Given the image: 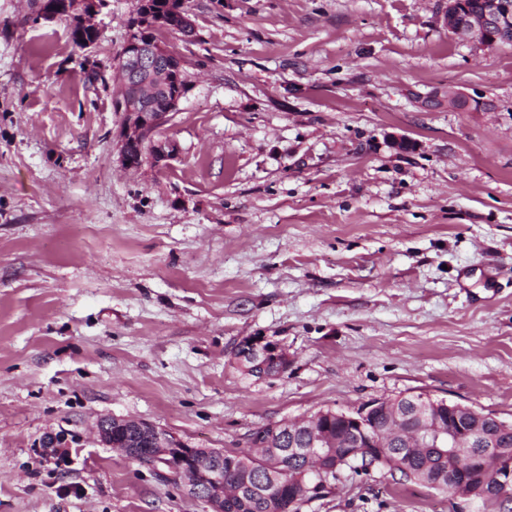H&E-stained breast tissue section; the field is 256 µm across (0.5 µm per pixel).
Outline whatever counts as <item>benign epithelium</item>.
Here are the masks:
<instances>
[{"label":"benign epithelium","instance_id":"7a95c632","mask_svg":"<svg viewBox=\"0 0 512 512\" xmlns=\"http://www.w3.org/2000/svg\"><path fill=\"white\" fill-rule=\"evenodd\" d=\"M185 0H168L169 16L184 33L194 32V24L184 8ZM66 10L75 9L82 23L89 27L93 36H98L94 18L102 0H65ZM462 0H448V31L458 40L482 42L483 46H495L493 30L512 25V0H493L492 11L482 17L459 20ZM141 14L129 23V37L123 49L124 69L123 95L120 111L124 113L121 128L123 147H135L149 152L153 162L159 163L171 156L165 145L154 142L158 128L175 111L184 94L181 86L171 91L168 84L173 78L175 63L166 59L154 47L140 41L136 30L149 23L156 25L162 20L153 18L149 3L141 2ZM250 350L252 359L260 367L273 360L288 366L287 350L281 345L262 336H247L235 346L233 354L240 349ZM448 419L436 413L420 416L398 403L373 400L354 413H338L336 417L345 421L353 438L348 443L332 435L326 428V421L306 419L299 426L291 427L286 422L277 426L287 428L293 436L304 426L312 440L305 448H288V453L303 455L314 462L313 470L332 473L342 462L359 461L366 449L375 448L377 454L385 456L390 445L394 448H418L422 445L432 448L436 454L457 456V476L466 486L471 479L492 474L496 483L505 490L512 488V462L502 465L503 444L500 432L511 431L512 424L494 416L484 414L472 407L448 403ZM386 412L390 420L400 427L402 437H388L383 441L371 434L368 419L378 412ZM95 432L101 444L117 448L126 456L139 463L157 468L163 465L167 471L160 476L173 482L182 483L186 494L205 501L210 512H224V450L194 448L174 438L156 426L144 421H130L117 416H103L95 423ZM69 447L65 435L48 433L41 441L43 457L47 461H59L62 449Z\"/></svg>","mask_w":512,"mask_h":512}]
</instances>
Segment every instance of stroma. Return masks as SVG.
Listing matches in <instances>:
<instances>
[{"label": "stroma", "mask_w": 512, "mask_h": 512, "mask_svg": "<svg viewBox=\"0 0 512 512\" xmlns=\"http://www.w3.org/2000/svg\"><path fill=\"white\" fill-rule=\"evenodd\" d=\"M185 5L194 36L160 34L188 81L172 156L129 168L137 0H105L86 50L0 0V512H208L99 443L101 415L227 449L402 393L512 423V50L455 39L447 0ZM246 336L287 371L240 375ZM300 512L449 509L377 470ZM243 347L250 350L253 361L261 368H264L270 360H273L274 362H282L283 366L288 369L290 359L287 350L281 345L265 339L263 336H247L242 338L234 348L233 356L235 359ZM40 448H43L42 454L46 461L58 462L65 454L61 448H70V446L64 434L47 433L41 441Z\"/></svg>", "instance_id": "1"}]
</instances>
